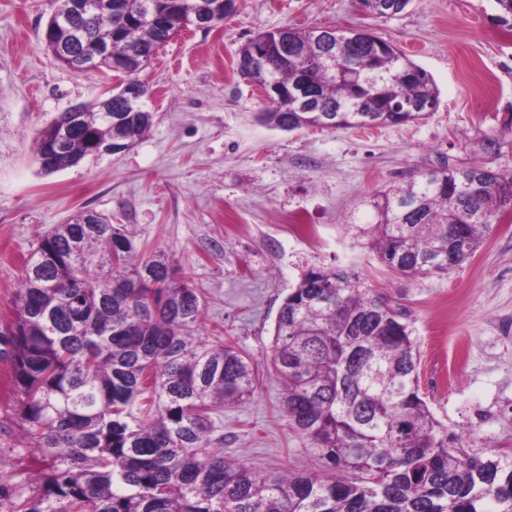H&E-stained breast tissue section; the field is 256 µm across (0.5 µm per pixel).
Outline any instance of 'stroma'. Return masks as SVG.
Masks as SVG:
<instances>
[{
	"instance_id": "35a3bbf8",
	"label": "stroma",
	"mask_w": 512,
	"mask_h": 512,
	"mask_svg": "<svg viewBox=\"0 0 512 512\" xmlns=\"http://www.w3.org/2000/svg\"><path fill=\"white\" fill-rule=\"evenodd\" d=\"M53 0H0V327L40 233L90 210L168 256L204 303L203 341L232 338L256 358L269 351L280 306L312 265L357 264L373 288L405 307L419 345L420 390L466 449L512 452V214L462 268L443 277L397 275L358 246L349 220L362 202L447 154L512 171V146L481 150L512 119V29L492 0H411L380 18L357 0H236L207 29L160 48L140 77L153 126L123 153L44 174L40 130L69 109L108 96L118 78L62 65L41 36ZM365 30L432 77L439 108L399 127L308 128L262 123L268 106L236 67L240 47L282 27ZM270 372L250 400L225 407L224 455L260 471L329 475L281 408ZM45 461L26 448L10 369L0 359V512L31 496Z\"/></svg>"
}]
</instances>
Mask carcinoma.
<instances>
[{"label": "carcinoma", "mask_w": 512, "mask_h": 512, "mask_svg": "<svg viewBox=\"0 0 512 512\" xmlns=\"http://www.w3.org/2000/svg\"><path fill=\"white\" fill-rule=\"evenodd\" d=\"M145 0H116L82 22L86 36L129 60L138 80L161 34L141 18ZM170 28L227 0H153ZM284 35L294 54L267 55ZM318 33L285 27L250 39L238 73L303 94L276 102L260 120L282 131L402 126L438 110L426 70L363 30L334 31V60L306 65ZM47 49L63 65L82 40L53 28ZM109 125L100 103L70 124L63 112L37 137L51 174L93 156L112 138L135 144L152 126L121 92ZM359 246L403 276L443 275L472 257L507 211L512 172L485 163L416 168L401 185L364 200ZM82 212L39 235L0 329L26 447L51 461L18 512H512V455L448 443L419 393V349L403 308L355 266L307 268L282 303L269 356L281 406L312 452L339 476L261 474L224 457L217 416L253 396L259 364L232 340L197 336L204 305L163 253L140 251L133 233Z\"/></svg>", "instance_id": "cac0c4a2"}]
</instances>
